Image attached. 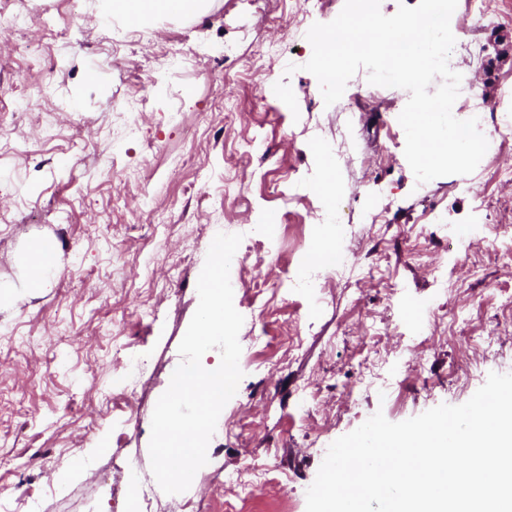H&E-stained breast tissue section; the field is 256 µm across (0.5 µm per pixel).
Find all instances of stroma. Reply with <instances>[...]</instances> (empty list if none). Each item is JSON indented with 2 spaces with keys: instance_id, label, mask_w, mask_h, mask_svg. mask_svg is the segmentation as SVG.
I'll return each instance as SVG.
<instances>
[{
  "instance_id": "35a3bbf8",
  "label": "stroma",
  "mask_w": 512,
  "mask_h": 512,
  "mask_svg": "<svg viewBox=\"0 0 512 512\" xmlns=\"http://www.w3.org/2000/svg\"><path fill=\"white\" fill-rule=\"evenodd\" d=\"M343 5L204 0L140 21L112 0H0V512H127L122 465L153 476V411L219 233L259 254L230 267L243 378L191 512H306L323 448L375 412L401 422L512 373V0L486 16L458 0L454 59L487 74L492 145L421 185L406 90L367 96L362 69L328 106L303 69L309 28ZM282 79L297 111L267 93ZM42 242L57 268L32 290ZM324 245L338 266L315 262ZM131 354L133 392L116 380Z\"/></svg>"
}]
</instances>
